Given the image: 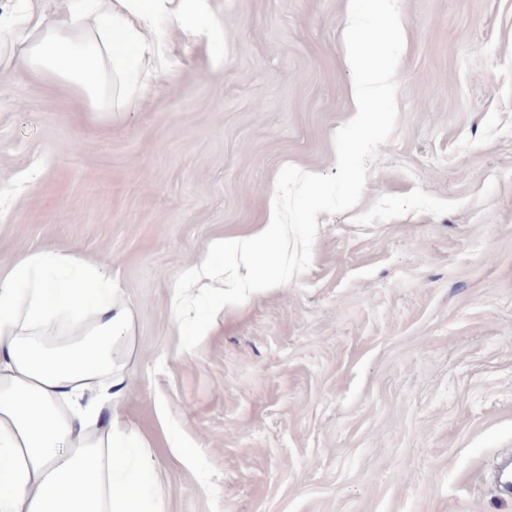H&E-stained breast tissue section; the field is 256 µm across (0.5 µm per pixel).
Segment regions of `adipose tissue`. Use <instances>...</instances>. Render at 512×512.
<instances>
[{
    "label": "adipose tissue",
    "instance_id": "1",
    "mask_svg": "<svg viewBox=\"0 0 512 512\" xmlns=\"http://www.w3.org/2000/svg\"><path fill=\"white\" fill-rule=\"evenodd\" d=\"M204 0H67L65 27L26 7L0 35V70L78 89L100 112L143 98L139 74L160 54L158 20L184 29ZM286 232L278 195L263 224L212 240L174 288L170 306L218 283L236 307L271 287L265 264ZM223 257L222 277L214 260ZM121 288L66 249L31 251L0 270V512H165L148 444L123 416L134 356Z\"/></svg>",
    "mask_w": 512,
    "mask_h": 512
}]
</instances>
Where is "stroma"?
Returning <instances> with one entry per match:
<instances>
[{
    "mask_svg": "<svg viewBox=\"0 0 512 512\" xmlns=\"http://www.w3.org/2000/svg\"><path fill=\"white\" fill-rule=\"evenodd\" d=\"M398 126L313 263L173 321L185 265L336 173L348 0H205L143 99L0 74V266L66 248L124 291L125 415L166 512H512V0H399Z\"/></svg>",
    "mask_w": 512,
    "mask_h": 512,
    "instance_id": "1",
    "label": "stroma"
}]
</instances>
